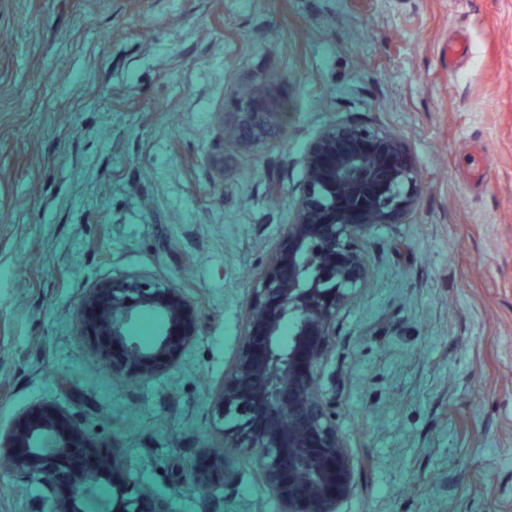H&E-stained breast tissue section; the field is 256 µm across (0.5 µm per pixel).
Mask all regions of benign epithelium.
Listing matches in <instances>:
<instances>
[{
    "label": "benign epithelium",
    "mask_w": 512,
    "mask_h": 512,
    "mask_svg": "<svg viewBox=\"0 0 512 512\" xmlns=\"http://www.w3.org/2000/svg\"><path fill=\"white\" fill-rule=\"evenodd\" d=\"M271 133L268 113L255 104L236 127L251 142ZM304 162L295 219L256 274L244 346L224 377L214 414L231 419L236 447L256 453L280 512H337L353 492V466L336 424V395L321 387L323 370L340 313L371 276L365 235L381 224L404 223L424 181L405 140L374 123L324 128ZM147 311L161 313L166 325L141 346L128 336V324ZM77 316L87 334L108 337L103 361L132 381L175 367L196 334L195 307L179 289L136 276L91 288ZM289 319L296 331L285 349L278 338ZM92 447L75 421L63 422L42 405L0 430V455L14 473L52 490V512H87L102 485L112 488L105 512H166L156 495L129 479L115 452L106 469L74 471Z\"/></svg>",
    "instance_id": "obj_1"
}]
</instances>
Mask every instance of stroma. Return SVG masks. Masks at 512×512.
<instances>
[{"label": "stroma", "instance_id": "35a3bbf8", "mask_svg": "<svg viewBox=\"0 0 512 512\" xmlns=\"http://www.w3.org/2000/svg\"><path fill=\"white\" fill-rule=\"evenodd\" d=\"M251 102L275 116L259 145L229 133ZM346 120L401 135L426 190L366 235L324 368L354 471L338 512H512V0H0V428L44 404L168 512H279L213 406L305 148ZM125 276L198 314L135 383L76 324ZM216 452L227 475L199 486ZM50 503L0 468V512Z\"/></svg>", "mask_w": 512, "mask_h": 512}]
</instances>
